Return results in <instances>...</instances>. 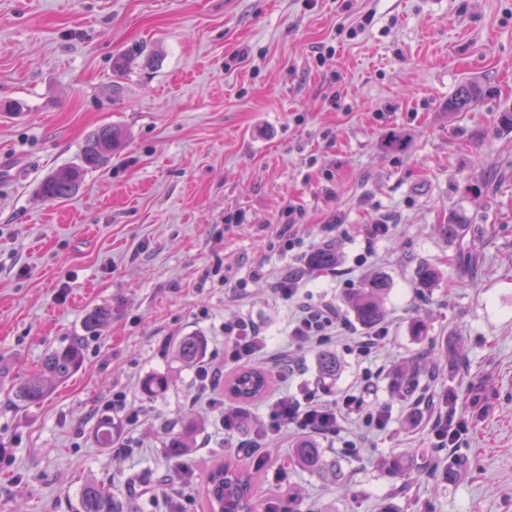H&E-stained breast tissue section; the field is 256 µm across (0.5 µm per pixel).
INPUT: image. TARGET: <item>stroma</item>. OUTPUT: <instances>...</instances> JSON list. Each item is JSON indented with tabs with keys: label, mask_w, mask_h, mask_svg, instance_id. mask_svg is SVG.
<instances>
[{
	"label": "stroma",
	"mask_w": 512,
	"mask_h": 512,
	"mask_svg": "<svg viewBox=\"0 0 512 512\" xmlns=\"http://www.w3.org/2000/svg\"><path fill=\"white\" fill-rule=\"evenodd\" d=\"M135 47L142 58L116 71ZM464 89L475 100L455 108ZM1 100L24 109L0 114V512H76L91 477L136 512H164L161 481H181L187 512H203L207 474L228 460L263 462L255 500L292 512H512V0H0ZM103 124L124 150L68 200L39 197ZM389 130L405 150L385 148ZM290 220L291 249L269 230ZM378 221L389 233L367 240ZM327 241L335 267L304 268L302 289L345 320L328 383L339 394L371 376L368 401L388 414L320 439L343 487L289 464L293 437L244 448L246 433L224 431L237 402L220 389L194 400V368L173 359L191 335L222 355L230 317L287 348L297 308L274 283ZM421 263L441 269L436 287L417 288ZM379 273L387 338L360 359L347 296ZM96 306L112 319L91 336ZM417 319L427 337L413 336ZM75 337L80 369L16 405L45 352ZM450 339L463 347L452 362ZM423 354L436 365L425 400L401 396L396 365ZM294 355L299 375L270 376L250 420L320 380L318 350ZM164 373L169 389L145 394ZM450 392L467 421L452 452L431 434ZM104 415L124 454L98 444ZM186 420L195 446L169 458V429ZM395 455L414 460L403 495L385 466Z\"/></svg>",
	"instance_id": "35a3bbf8"
}]
</instances>
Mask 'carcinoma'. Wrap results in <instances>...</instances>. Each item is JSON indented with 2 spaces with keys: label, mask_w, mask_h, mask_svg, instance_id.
Returning a JSON list of instances; mask_svg holds the SVG:
<instances>
[{
  "label": "carcinoma",
  "mask_w": 512,
  "mask_h": 512,
  "mask_svg": "<svg viewBox=\"0 0 512 512\" xmlns=\"http://www.w3.org/2000/svg\"><path fill=\"white\" fill-rule=\"evenodd\" d=\"M124 144L122 132L112 126L103 125L92 131L84 139L78 154V162L60 171L47 175L38 186V194L49 200H65L74 196L83 184L85 176L104 167L112 154L120 151ZM336 264V248L327 246L316 251L310 258L313 267L325 268ZM441 277V272L428 264H421L415 271V281L419 288H429ZM390 290V282L382 275L371 278L364 287L349 298V303L357 322L366 330H375L384 317V300ZM112 320V310L97 306L85 316L84 328L96 333ZM206 351L205 341L197 336H184L174 347V357L184 366L197 364ZM82 349L78 341L49 349L43 356L39 370L33 373L14 391L13 397L19 405L40 402L54 384L71 377L80 367ZM319 369L324 376H334L339 370L336 354L323 351L319 354ZM429 369L421 359L402 363L396 369L398 385L412 392L427 376ZM232 398L241 402L259 397L267 384L266 374L257 368H246L237 372L230 380ZM170 386V377L154 374L143 382L144 391L156 396L165 393ZM196 425L192 421L183 423L179 430L169 433L164 448L171 458H180L192 447ZM96 439L103 448L112 447V419L99 422ZM292 461L319 477L339 484L344 472L334 461L324 457L323 449L317 441L306 437L292 448ZM251 474H243V469L226 462L211 470L206 480V501L209 512H254L252 502ZM78 512H132L130 504L119 500L96 480L83 484L79 494Z\"/></svg>",
  "instance_id": "cac0c4a2"
}]
</instances>
